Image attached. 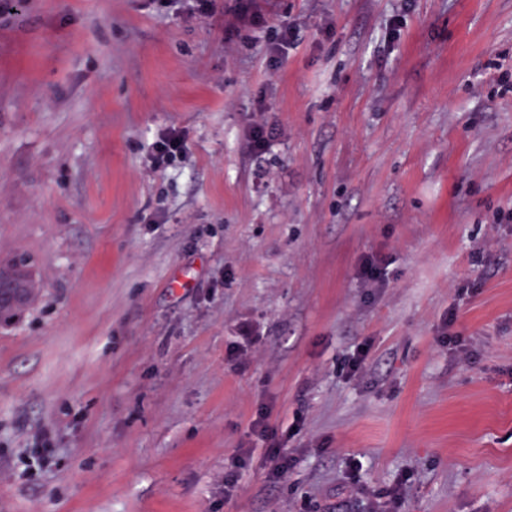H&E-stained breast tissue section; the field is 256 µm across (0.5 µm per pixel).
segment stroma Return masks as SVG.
<instances>
[{
    "label": "stroma",
    "mask_w": 512,
    "mask_h": 512,
    "mask_svg": "<svg viewBox=\"0 0 512 512\" xmlns=\"http://www.w3.org/2000/svg\"><path fill=\"white\" fill-rule=\"evenodd\" d=\"M238 4L0 0V512H512V0ZM157 155L154 158L155 166H161L170 158L181 157L186 149L185 141L179 132L172 131L162 137L156 146ZM0 280L6 288H14L21 294L22 303L26 302L30 295V278L28 272L24 269L23 262L12 263L11 265L2 267L0 266ZM6 288L0 286V311L3 314V306L15 304L20 296L15 291H6Z\"/></svg>",
    "instance_id": "stroma-1"
}]
</instances>
